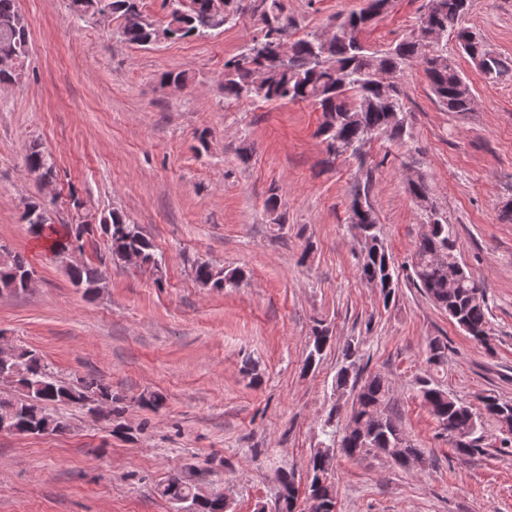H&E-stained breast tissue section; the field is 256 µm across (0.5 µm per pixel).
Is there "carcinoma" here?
<instances>
[{"instance_id": "1", "label": "carcinoma", "mask_w": 512, "mask_h": 512, "mask_svg": "<svg viewBox=\"0 0 512 512\" xmlns=\"http://www.w3.org/2000/svg\"><path fill=\"white\" fill-rule=\"evenodd\" d=\"M171 9L166 19L158 24L142 15L140 0H70V8L77 14L95 17L102 7L109 8L118 21L117 37L127 43L148 47L192 37H204L224 31V26L241 15V0H224V12L213 8V0H169ZM262 25L260 36L243 52L224 63V96L264 102H308L322 112L318 133L323 137L326 162L333 164L346 156L360 158L364 147L373 139L385 135L394 142L412 137L405 119L403 91L399 85L384 90L375 85L379 72L400 71L407 65L419 64L430 83L431 90L441 106L448 112L468 111L471 85L448 60L447 49L441 41L430 38L438 32L442 37L453 34L457 43H466L465 54L483 60L480 68L485 79L498 82L512 76V63L484 48L476 34L460 24L468 12L470 0H428L427 9L419 19L418 27L407 37L383 50H373L362 35L377 19L387 13L393 0H366L365 7L338 20L339 35L328 43L313 33L289 43L288 58L269 63L266 50L275 38L288 39L293 22L283 0H258ZM30 53V32L24 16L16 8V0H0V57L13 56L20 68H25ZM266 66L271 76L260 87L253 85V71ZM27 168L44 179L55 175L52 157L39 144L30 146L25 158ZM368 196V188L352 194L349 219H358L363 226L359 273L363 282L380 289L384 300L393 298L398 287L395 263L380 235L375 212L370 206L360 208ZM43 206L27 204L22 221L40 234L46 229L41 223ZM99 229L106 237L112 260L120 261L127 253L141 256L143 264L157 268L161 261L154 246L142 233L139 225L131 224L117 210L99 220ZM90 232L87 224L64 226L54 241L57 253L68 250L71 240H80ZM413 284L422 289L433 303L448 314V318L472 339L486 344L491 335L489 307L482 283L463 265L455 253L454 226L439 216L426 237L416 243L411 260ZM31 272L27 262L17 254H8L0 261V293L25 290L24 276ZM73 284L93 294L102 288L103 275L95 268H70ZM196 282L216 290L236 288L243 273L233 269L224 271L208 262L194 269ZM330 342L328 330L315 328L305 358L304 368L311 370L319 363ZM13 360V386L17 397L0 396V420H9L11 433L20 436L63 434L70 430L69 420L53 412L57 406H81L106 401L110 411L107 421L124 412L122 398L112 394V385L102 379L89 377L75 384L59 380L47 363L32 349L15 347ZM359 347L348 343L343 349V363L336 373L334 388L355 391L349 420L360 425L362 434L339 428L336 421L339 406L333 405L324 419L322 432L326 440L307 462L311 474L309 491L317 492L331 507H336L333 482L318 483L328 478L335 467L333 448H341L349 456H356L363 448H395L402 450L406 465L410 459L422 456L420 449L403 432L391 416L389 386L378 374L365 378L356 371ZM448 360V343L436 339L430 347L427 364L438 367ZM417 394L439 427L457 430L468 439L464 447H456L458 455L472 457L482 452L478 430V417L468 405L456 400L433 377L426 375L417 382ZM486 414L496 419L502 434L501 447H512V400L495 395L483 398ZM277 501L280 512H295L297 487L293 473L281 469L277 473ZM158 495L176 508L187 512H225L217 498H204L190 472L168 478L157 485Z\"/></svg>"}]
</instances>
